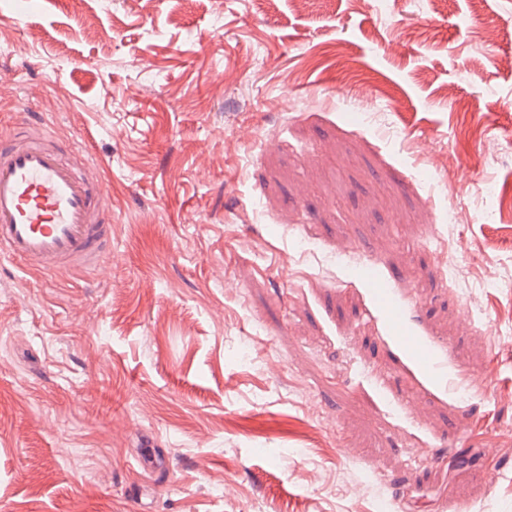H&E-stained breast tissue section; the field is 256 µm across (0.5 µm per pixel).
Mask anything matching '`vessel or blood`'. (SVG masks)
<instances>
[{
  "mask_svg": "<svg viewBox=\"0 0 512 512\" xmlns=\"http://www.w3.org/2000/svg\"><path fill=\"white\" fill-rule=\"evenodd\" d=\"M112 249L107 187L85 149L66 148L39 115L0 132V256L25 270L73 275ZM393 321L402 311L386 278L365 272Z\"/></svg>",
  "mask_w": 512,
  "mask_h": 512,
  "instance_id": "obj_1",
  "label": "vessel or blood"
}]
</instances>
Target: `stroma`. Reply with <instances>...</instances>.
I'll return each mask as SVG.
<instances>
[{
    "instance_id": "35a3bbf8",
    "label": "stroma",
    "mask_w": 512,
    "mask_h": 512,
    "mask_svg": "<svg viewBox=\"0 0 512 512\" xmlns=\"http://www.w3.org/2000/svg\"><path fill=\"white\" fill-rule=\"evenodd\" d=\"M20 108L117 258L0 262V512H512V0H0ZM365 279L371 284V287L374 288V292L378 300L383 305L390 308L393 319V328L396 332L400 333L399 325L402 317V310L400 309L396 299L393 297L386 278L377 273L375 269L371 268L365 271Z\"/></svg>"
}]
</instances>
